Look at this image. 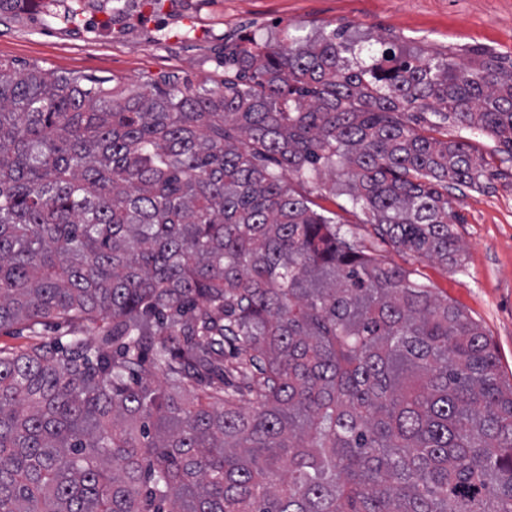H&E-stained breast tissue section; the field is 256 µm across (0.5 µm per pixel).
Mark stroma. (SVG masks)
<instances>
[{"instance_id": "obj_1", "label": "stroma", "mask_w": 512, "mask_h": 512, "mask_svg": "<svg viewBox=\"0 0 512 512\" xmlns=\"http://www.w3.org/2000/svg\"><path fill=\"white\" fill-rule=\"evenodd\" d=\"M73 0H30L0 11V60L35 64L131 85L146 76L176 75L196 86L224 78V46L249 37L288 44L341 29L373 50L397 41L424 57L457 65L489 52L512 64V0H84L79 24L64 21ZM439 137L464 138L482 151L494 176L488 188L453 201L463 222L458 267L387 248L390 261L416 270L422 283L464 308L483 326L512 381V154L488 133L448 122ZM316 210L333 213L342 230L377 246L371 225L346 195L313 192ZM93 340L80 321L0 330V348L20 350L59 337Z\"/></svg>"}]
</instances>
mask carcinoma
<instances>
[{"mask_svg": "<svg viewBox=\"0 0 512 512\" xmlns=\"http://www.w3.org/2000/svg\"><path fill=\"white\" fill-rule=\"evenodd\" d=\"M335 30L134 87L0 61V512H512V382L395 248L461 264L454 192L512 153V66ZM64 336H77L92 341L94 333L80 321L52 322L48 325H38L35 329L26 328L24 325H14L8 329L0 330V348L25 349L35 344H49L56 338Z\"/></svg>", "mask_w": 512, "mask_h": 512, "instance_id": "1", "label": "carcinoma"}]
</instances>
